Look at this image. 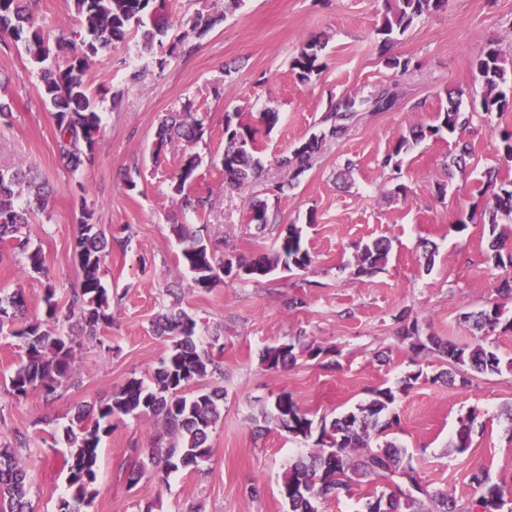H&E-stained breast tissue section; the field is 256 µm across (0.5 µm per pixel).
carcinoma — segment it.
I'll use <instances>...</instances> for the list:
<instances>
[{
	"mask_svg": "<svg viewBox=\"0 0 512 512\" xmlns=\"http://www.w3.org/2000/svg\"><path fill=\"white\" fill-rule=\"evenodd\" d=\"M31 0H0V38L22 43L31 62L40 66L41 94L53 109L51 113L60 154L72 170H77L82 157L93 155L98 146L101 116L96 100L84 81L88 62L106 52L112 41L132 33H142L145 48L152 53L154 65L164 70L168 58L179 46L209 33L224 15L237 10L242 0H213L212 12L197 11L181 26L180 35L164 45L171 27L167 8L153 9L154 0H73L78 26L61 29L50 37L35 25L30 10ZM448 0H385L382 21L376 28L383 46H391L419 18L446 9ZM324 43L311 39L301 45L292 59L291 68L297 78L309 82L320 73V53ZM80 52H74V49ZM73 51L65 63L47 64L54 53ZM475 68L482 82L480 107L490 117L512 106L501 89L505 81L506 60L498 43L489 42ZM398 83L378 88L366 97L348 95L338 100L325 116L327 127L281 156L279 167L291 172L286 182L269 188L273 195L311 168L322 144L343 137L360 119L363 112H389L397 98ZM470 117L461 110V101L448 97V104L438 112L436 123L418 125L402 137L384 159V165L400 166L402 156L421 142L466 130ZM259 129L240 118V113L224 115V179L227 185L242 190L249 188L262 175L263 164L258 147ZM205 127L189 112L165 116L156 133L155 155L177 137L192 146L202 140ZM201 165L199 156L186 153L173 191L179 208L196 213L206 207L207 198L194 194L189 181ZM487 183L497 186L481 213L488 226L487 261L499 267L512 265V179H503L497 168L486 171ZM21 171L0 169V242L9 241L25 255L26 269L44 273L40 250L28 249L25 229L36 211L49 204L44 186L27 181L28 200L18 202L22 193ZM247 223H272L264 202L254 203L247 212ZM206 225L192 227L177 224L183 266L192 274L193 287L207 291L222 281V276L257 281L283 270L307 269L312 259L302 246V228L290 224L280 237L278 247L269 253L238 257L234 260L216 258L218 245L205 237ZM75 257L82 277L71 289L66 307L56 298V287L47 282L40 316L26 315L27 302L20 291L0 294V334L23 342L21 359L6 381L8 392L25 398L39 392L49 397L71 379V367L84 342L104 345L101 331L112 326V292L102 284L101 267L109 256V243L101 226L94 222V212L86 204L79 208L76 223ZM391 243L374 239L357 247L354 275L371 276L388 262ZM475 335L471 345L457 346L431 334L422 337L417 325L407 326L401 334L415 352H436L448 358L460 382H469L468 372L493 375L501 372L503 360L485 336L497 328L512 330V316L497 302L477 311L462 314ZM156 332L170 342L167 356L150 380L129 378L114 388L112 395L88 410L80 412L76 421L64 429L66 442V492L60 497L57 512H85L96 496L99 455L102 438L111 434L113 421L123 416L145 418L155 422L158 430L151 441V457L165 474L181 467L197 466L209 460L212 448L209 437L222 419L224 390L203 384V380L220 371L210 347L197 340V323L180 310L158 315ZM311 357L326 355L329 350L301 341L264 348L261 363L268 370L285 369L296 360V353ZM422 376L418 371L407 375L398 389L377 387L372 398L332 420L315 424L309 413L301 409L292 395L281 391L271 395L251 417L256 432L273 429L288 430L294 438L314 439L316 451L301 455L289 466L279 485V495L288 504V512H321L322 504L331 497L347 493L359 483L371 485L366 512H454L455 504L448 495L430 488L420 476L412 459L395 442L379 438L400 422L395 412L397 392H407ZM476 415L459 421L455 440L449 447L458 453L470 445ZM32 480L29 466L20 462L15 449L0 444V512H33L29 499ZM478 497L467 512H512L505 509V490L482 472L472 477Z\"/></svg>",
	"mask_w": 512,
	"mask_h": 512,
	"instance_id": "1",
	"label": "carcinoma"
}]
</instances>
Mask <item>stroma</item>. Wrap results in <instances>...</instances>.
<instances>
[{
    "label": "stroma",
    "instance_id": "35a3bbf8",
    "mask_svg": "<svg viewBox=\"0 0 512 512\" xmlns=\"http://www.w3.org/2000/svg\"><path fill=\"white\" fill-rule=\"evenodd\" d=\"M31 10L50 34L77 25L71 0H33ZM383 10V0H244L162 70L139 38L113 44L84 76L102 99V127L94 156L75 172L59 153L37 69L22 46L0 42V76L10 77L0 100L12 111L9 120L0 119V168L33 169L55 190L28 226L47 275L22 272L23 255L0 243V290L22 289L33 317L50 275L59 302L67 303L81 279L74 258L81 200L93 204L98 224L112 237L102 273L112 291V326L105 345L88 344L77 354L70 385L49 400L10 395L5 380L22 348L19 339L0 335V442L10 443L30 466L34 512H56L66 486L63 430L79 407L106 399L130 377L150 379L166 357L168 343L154 334L152 322L174 283L184 286L181 306L196 320L200 339L222 333L223 349L215 355L222 372L209 379L224 390L223 418L210 436L212 455L159 479L146 453L153 429L144 419L124 417L102 441L88 512H140L149 500L155 512H288L279 484L314 442L275 430L255 434L249 417L258 403L285 390L312 419L332 418L369 398L371 389L398 386L418 370L422 378L397 400L400 424L388 431V440L406 449L430 488L447 492L460 507L475 498L471 476L478 471L512 490V371L475 373L465 385L441 382L446 360L414 353L401 336L411 320L421 335L462 345L472 339L462 313L496 301L512 313V297L496 290L512 267L487 263L479 222L493 192L486 169L512 178V160L502 157L491 125L474 114L481 92L474 64L488 42L497 41L512 59V0H448L445 11L418 19L385 54L375 36ZM316 34L325 43L323 69L304 84L290 61ZM390 57L413 58L418 67L397 75L386 63ZM393 81L401 88L393 110L363 113L345 136L326 143L294 187L264 195V184L288 178L277 157L319 132L331 104ZM453 88L463 89L462 109L473 115L467 167L452 165L454 139L448 135L423 142L399 168L384 166L410 126L434 123ZM186 108L208 127L194 147L202 164L191 189L210 200L199 213L180 210L172 191L183 144L169 143L161 160L153 158L163 115ZM235 110L253 124L261 112L280 114L272 131L257 135L264 172L261 186L249 191L224 184V115ZM348 161L354 170L346 184L339 173ZM134 168L139 176L131 189L121 175ZM260 198L275 219L264 228L245 219ZM177 224L207 225L226 257L271 251L280 232L298 224L313 263L307 271H278L258 282L229 277L202 291L189 285L173 232ZM381 237L391 241L388 263L373 275L355 276L357 245ZM427 242L437 248L428 273L418 262ZM295 298L301 304L294 308ZM296 339L327 353L299 355L283 370L262 365L265 347ZM473 411L478 418L470 446L454 452L449 443L458 421ZM134 467L143 474L133 486L128 473Z\"/></svg>",
    "mask_w": 512,
    "mask_h": 512
}]
</instances>
